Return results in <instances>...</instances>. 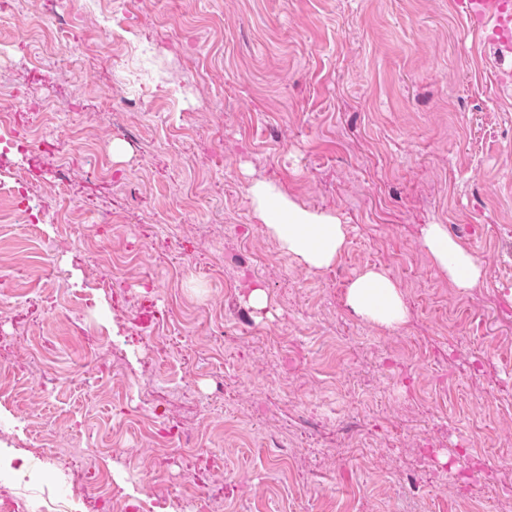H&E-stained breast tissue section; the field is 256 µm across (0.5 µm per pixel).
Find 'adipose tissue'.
Instances as JSON below:
<instances>
[{
	"mask_svg": "<svg viewBox=\"0 0 512 512\" xmlns=\"http://www.w3.org/2000/svg\"><path fill=\"white\" fill-rule=\"evenodd\" d=\"M250 193L261 224L284 251L310 269H327L335 263L345 230L334 216L300 207L269 182L255 183ZM423 244L456 288L466 290L478 284L483 275L480 262L448 237L441 225L425 227ZM346 300L356 314L374 324L394 327L406 320L402 293L381 268H365L348 285Z\"/></svg>",
	"mask_w": 512,
	"mask_h": 512,
	"instance_id": "obj_1",
	"label": "adipose tissue"
}]
</instances>
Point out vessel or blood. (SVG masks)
Segmentation results:
<instances>
[{"label": "vessel or blood", "mask_w": 512, "mask_h": 512, "mask_svg": "<svg viewBox=\"0 0 512 512\" xmlns=\"http://www.w3.org/2000/svg\"><path fill=\"white\" fill-rule=\"evenodd\" d=\"M453 6L501 55L512 54V0H453Z\"/></svg>", "instance_id": "b4317fda"}]
</instances>
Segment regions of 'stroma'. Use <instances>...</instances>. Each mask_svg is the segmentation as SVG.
<instances>
[{"mask_svg":"<svg viewBox=\"0 0 512 512\" xmlns=\"http://www.w3.org/2000/svg\"><path fill=\"white\" fill-rule=\"evenodd\" d=\"M36 10L0 51L39 106L0 100V501L113 512L104 470L127 512H512V90L452 0H112L121 43ZM258 181L344 225L330 268L266 233ZM368 265L402 327L347 305ZM423 244L441 272L460 290L474 288L483 275L480 262L454 239L448 237L439 224L423 230Z\"/></svg>","mask_w":512,"mask_h":512,"instance_id":"obj_1","label":"stroma"}]
</instances>
